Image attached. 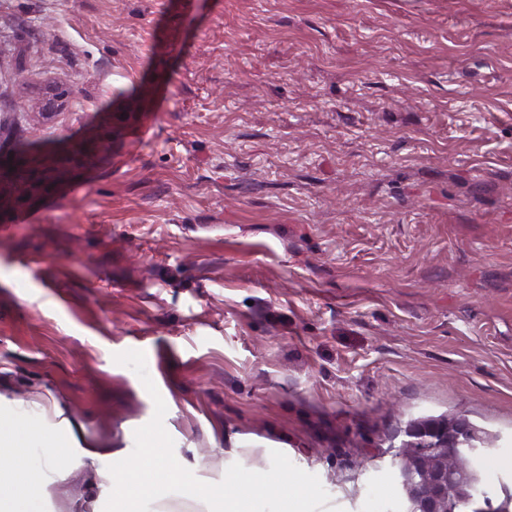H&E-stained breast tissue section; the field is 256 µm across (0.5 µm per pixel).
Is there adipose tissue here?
<instances>
[{"label": "adipose tissue", "instance_id": "1", "mask_svg": "<svg viewBox=\"0 0 512 512\" xmlns=\"http://www.w3.org/2000/svg\"><path fill=\"white\" fill-rule=\"evenodd\" d=\"M62 439V434L45 433L24 419L13 426L12 430H0V446L9 444L15 448H28L37 442L47 450L39 467L12 463L0 468V473L8 477L4 488L0 489V512H33L35 500L44 487L48 474L58 470L55 449L59 447Z\"/></svg>", "mask_w": 512, "mask_h": 512}]
</instances>
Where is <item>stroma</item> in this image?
<instances>
[{"instance_id": "obj_1", "label": "stroma", "mask_w": 512, "mask_h": 512, "mask_svg": "<svg viewBox=\"0 0 512 512\" xmlns=\"http://www.w3.org/2000/svg\"><path fill=\"white\" fill-rule=\"evenodd\" d=\"M1 154L0 427L73 436L44 512L151 420L127 350L201 481L276 449L401 512L449 415L512 490V0H0Z\"/></svg>"}]
</instances>
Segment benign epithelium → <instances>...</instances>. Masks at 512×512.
Here are the masks:
<instances>
[{"label": "benign epithelium", "instance_id": "benign-epithelium-1", "mask_svg": "<svg viewBox=\"0 0 512 512\" xmlns=\"http://www.w3.org/2000/svg\"><path fill=\"white\" fill-rule=\"evenodd\" d=\"M401 447L412 452L398 463L404 491V512H462L465 505L475 512H499L491 500H476L477 472L448 461L478 449L481 437L468 421L457 416L421 418L405 431Z\"/></svg>", "mask_w": 512, "mask_h": 512}]
</instances>
